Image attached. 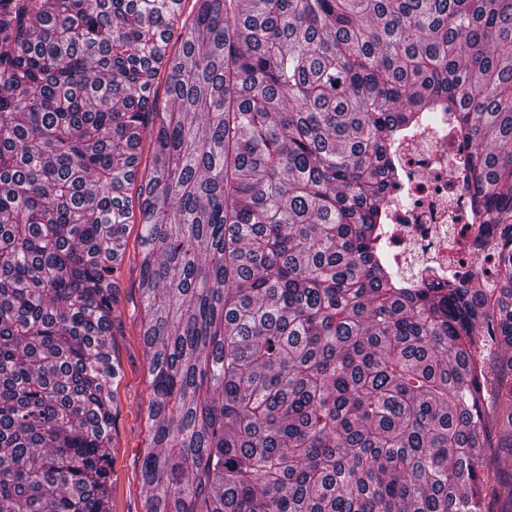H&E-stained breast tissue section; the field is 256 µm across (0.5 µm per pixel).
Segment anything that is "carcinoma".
<instances>
[{
    "label": "carcinoma",
    "mask_w": 512,
    "mask_h": 512,
    "mask_svg": "<svg viewBox=\"0 0 512 512\" xmlns=\"http://www.w3.org/2000/svg\"><path fill=\"white\" fill-rule=\"evenodd\" d=\"M183 13L0 0V512H112L105 336L145 138L142 512H512V436L482 474L512 270L490 316L386 254L396 147L442 113L471 223L512 246V0ZM494 399L511 429L512 359Z\"/></svg>",
    "instance_id": "obj_1"
}]
</instances>
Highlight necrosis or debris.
I'll list each match as a JSON object with an SVG mask.
<instances>
[{"label":"necrosis or debris","instance_id":"1","mask_svg":"<svg viewBox=\"0 0 512 512\" xmlns=\"http://www.w3.org/2000/svg\"><path fill=\"white\" fill-rule=\"evenodd\" d=\"M468 151L444 121L411 131L399 144L404 177L388 215L390 250L412 280L458 271L492 288L512 265V251L497 246L495 226L463 223L470 203Z\"/></svg>","mask_w":512,"mask_h":512}]
</instances>
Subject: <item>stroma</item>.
<instances>
[{
	"instance_id": "stroma-1",
	"label": "stroma",
	"mask_w": 512,
	"mask_h": 512,
	"mask_svg": "<svg viewBox=\"0 0 512 512\" xmlns=\"http://www.w3.org/2000/svg\"><path fill=\"white\" fill-rule=\"evenodd\" d=\"M140 234V224L127 225L124 260L116 281L119 303L112 313L106 338L111 359L119 367V374L112 383L119 407L112 427V512H141L146 493L139 453L150 439L146 414L150 401L147 374L151 350L139 330Z\"/></svg>"
}]
</instances>
